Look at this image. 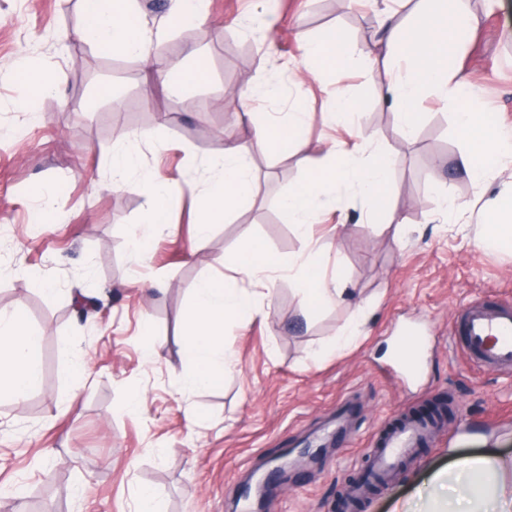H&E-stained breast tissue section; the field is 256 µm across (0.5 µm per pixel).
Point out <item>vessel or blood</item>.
I'll list each match as a JSON object with an SVG mask.
<instances>
[{
  "label": "vessel or blood",
  "mask_w": 512,
  "mask_h": 512,
  "mask_svg": "<svg viewBox=\"0 0 512 512\" xmlns=\"http://www.w3.org/2000/svg\"><path fill=\"white\" fill-rule=\"evenodd\" d=\"M470 354L480 363L512 370V309L471 306L462 323ZM426 427L411 423L391 429L377 452L380 469H389L396 459L413 448Z\"/></svg>",
  "instance_id": "obj_1"
}]
</instances>
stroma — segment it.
I'll return each instance as SVG.
<instances>
[{
    "label": "stroma",
    "mask_w": 512,
    "mask_h": 512,
    "mask_svg": "<svg viewBox=\"0 0 512 512\" xmlns=\"http://www.w3.org/2000/svg\"><path fill=\"white\" fill-rule=\"evenodd\" d=\"M202 0L208 20L172 25L168 0H138L154 57L204 56L205 82L170 93L151 64L113 69L79 31L80 0H0V310L21 311L42 334V381L20 401H0V487L44 491L51 512H135L150 487L167 512H344L348 487L372 465L381 435L419 418L444 396L453 411L402 461L396 478L365 495L362 512L417 508L435 473L492 448L512 458V372L483 366L458 330L469 304L512 305V242L474 251L480 201L512 188V164L487 179L456 166L464 144L457 104L425 95L414 139L392 109L375 105L382 67L326 73L296 89L303 38L343 29L371 40L387 0ZM475 25L459 64L485 111L512 124V0H464ZM63 73L32 102L42 122L23 124L14 76L30 65ZM274 85L235 112L231 95ZM349 86L370 101L358 128L332 118L327 100ZM303 99H296V92ZM303 112L309 152L349 145L357 132L395 158L393 203L402 227L364 221L359 198L321 210L310 234L288 224L282 200L307 179L303 155L272 149L249 164L257 196L240 202L198 242V202L225 133L249 143L253 122ZM135 133L137 175L171 190L167 229L141 240L143 196L112 185L106 161ZM53 199L43 223L39 190ZM321 264L358 288L364 332L326 353L356 302L303 308L300 271H279L258 313L224 326L232 361L222 384L180 395L181 334L195 285L223 278L245 288L235 259L251 245ZM38 270L45 290L25 269ZM159 288L145 293L143 283ZM160 352L143 360V324ZM86 355L74 384L68 368ZM144 394L130 411L131 391ZM197 414L201 426L189 422Z\"/></svg>",
    "instance_id": "35a3bbf8"
}]
</instances>
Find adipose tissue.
Instances as JSON below:
<instances>
[{"label": "adipose tissue", "instance_id": "adipose-tissue-1", "mask_svg": "<svg viewBox=\"0 0 512 512\" xmlns=\"http://www.w3.org/2000/svg\"><path fill=\"white\" fill-rule=\"evenodd\" d=\"M396 7L384 13L379 27L378 44L354 49L344 30L331 29L320 40L303 47V76L320 78L327 69L345 73L354 64L374 66L378 45H385L394 61L404 64L396 72L392 64L384 67V82L377 99L379 105L395 109L403 139H412L420 114L416 107L424 92L432 91L458 100L470 86L468 75L456 65L454 47L469 17L449 12L446 0L426 6L424 0H395ZM411 9V19H403L402 9ZM86 24L83 34L97 46L115 54L143 60L150 57L147 41L138 18L136 0H85ZM301 113L289 115L287 124L257 122L251 145L239 143L225 135L223 152L212 159L209 167L213 180L203 197L198 240H205L213 224L224 218L233 204L253 195L255 182L246 163L250 150L264 152L285 142L302 152L306 143L300 135ZM456 132L466 149L457 165L468 175L482 178L503 162L512 159V135L505 133L497 119L484 112L477 98L455 114ZM307 180L288 196L282 205L288 223L310 231L324 200L330 194L351 191L362 199L367 223L373 224L390 214L388 188L392 160L389 155L373 151L369 135L358 134L348 148H332L327 154L306 159ZM112 184L128 188L146 199L147 235L165 228L167 187L150 175L135 176L137 158L131 135H124L121 146L113 150L108 161ZM489 221L481 237L490 247L512 240V195L499 194L488 203ZM302 266L301 290L306 306L340 301L343 288L326 278L320 265L296 263L295 259L278 260L259 248L243 252L237 266L252 285L239 288L210 278L202 280L194 291L186 318L182 341L191 363L187 377L189 389L208 388L224 377L229 357L224 350V323L256 310L266 291L275 284L280 269ZM41 333L16 311H0V399H23L41 382ZM433 484H447V496L431 500L428 512H512V459L495 451L458 461L447 472L436 473Z\"/></svg>", "mask_w": 512, "mask_h": 512}]
</instances>
